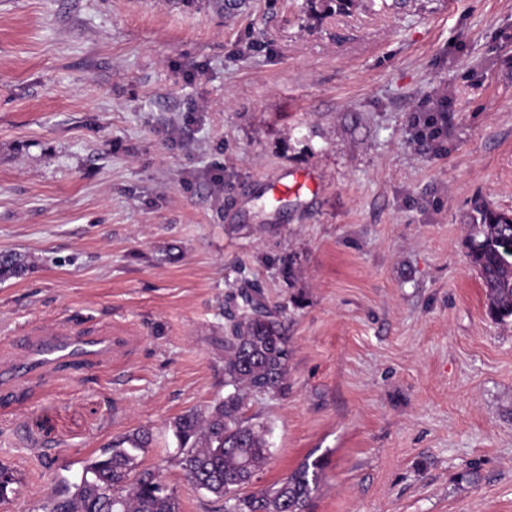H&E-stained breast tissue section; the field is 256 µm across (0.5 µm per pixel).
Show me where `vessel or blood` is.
<instances>
[{
  "instance_id": "vessel-or-blood-1",
  "label": "vessel or blood",
  "mask_w": 512,
  "mask_h": 512,
  "mask_svg": "<svg viewBox=\"0 0 512 512\" xmlns=\"http://www.w3.org/2000/svg\"><path fill=\"white\" fill-rule=\"evenodd\" d=\"M18 348L20 353L14 361L0 367V405L9 404L22 382L39 379L46 370L110 357L112 334L108 331L100 336L72 334L63 326L46 324L32 334L21 336Z\"/></svg>"
}]
</instances>
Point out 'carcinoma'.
<instances>
[{
	"label": "carcinoma",
	"instance_id": "carcinoma-1",
	"mask_svg": "<svg viewBox=\"0 0 512 512\" xmlns=\"http://www.w3.org/2000/svg\"><path fill=\"white\" fill-rule=\"evenodd\" d=\"M472 228L469 258L485 288L488 315L512 325V215L479 202ZM25 268L20 255L0 254V281L21 276ZM291 355L283 310L269 305L257 288L240 289L224 323V398L169 423L185 477L223 502L222 512H308L322 463L306 459L273 484L253 488L271 450L267 427L245 415L248 397L287 393ZM151 442L145 429L113 440L84 462L74 492L52 499L45 512H182L158 468L142 466L140 455ZM17 482L14 472L0 465V500ZM104 483L112 484L110 506L98 494Z\"/></svg>",
	"mask_w": 512,
	"mask_h": 512
}]
</instances>
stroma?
I'll list each match as a JSON object with an SVG mask.
<instances>
[{"mask_svg": "<svg viewBox=\"0 0 512 512\" xmlns=\"http://www.w3.org/2000/svg\"><path fill=\"white\" fill-rule=\"evenodd\" d=\"M442 95L443 135L415 142ZM284 176L306 185L274 199ZM479 201L512 213V0H0V252L27 260L0 282V360L43 323L114 339L0 407V512H43L139 427L183 512H215L168 424L223 396L246 283L292 347L287 393L245 407L270 427L260 485L311 457L309 512H512Z\"/></svg>", "mask_w": 512, "mask_h": 512, "instance_id": "1", "label": "stroma"}]
</instances>
